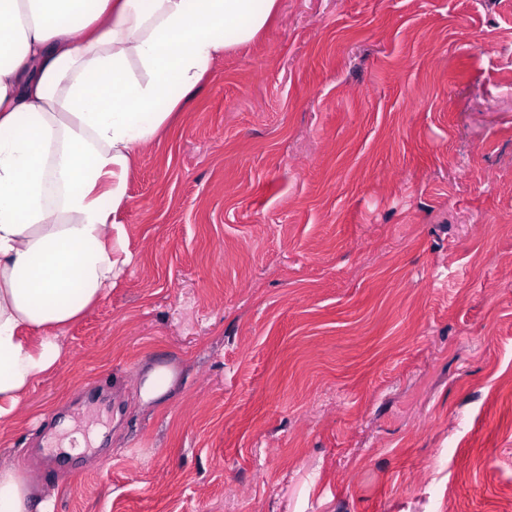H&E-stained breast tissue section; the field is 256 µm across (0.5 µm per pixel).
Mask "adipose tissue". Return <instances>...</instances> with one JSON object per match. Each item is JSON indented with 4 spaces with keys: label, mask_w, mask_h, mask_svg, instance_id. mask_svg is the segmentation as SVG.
<instances>
[{
    "label": "adipose tissue",
    "mask_w": 512,
    "mask_h": 512,
    "mask_svg": "<svg viewBox=\"0 0 512 512\" xmlns=\"http://www.w3.org/2000/svg\"><path fill=\"white\" fill-rule=\"evenodd\" d=\"M278 0H0V421L129 261L137 150ZM0 512H50L0 463Z\"/></svg>",
    "instance_id": "ef3b65f1"
}]
</instances>
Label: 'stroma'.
Here are the masks:
<instances>
[{"mask_svg":"<svg viewBox=\"0 0 512 512\" xmlns=\"http://www.w3.org/2000/svg\"><path fill=\"white\" fill-rule=\"evenodd\" d=\"M127 195L129 263L0 422L52 512L512 507V0H280ZM175 380L174 372L164 366L149 369L143 379L140 397L143 404H159L172 390Z\"/></svg>","mask_w":512,"mask_h":512,"instance_id":"stroma-1","label":"stroma"}]
</instances>
